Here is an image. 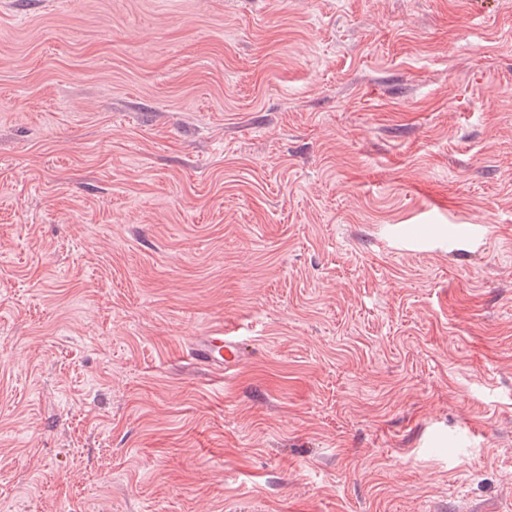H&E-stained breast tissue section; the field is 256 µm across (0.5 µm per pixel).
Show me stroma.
Wrapping results in <instances>:
<instances>
[{"instance_id": "35a3bbf8", "label": "stroma", "mask_w": 512, "mask_h": 512, "mask_svg": "<svg viewBox=\"0 0 512 512\" xmlns=\"http://www.w3.org/2000/svg\"><path fill=\"white\" fill-rule=\"evenodd\" d=\"M0 512H512V0H0ZM244 350L231 331L218 330L198 336L192 344L191 359L214 370L231 371L241 362Z\"/></svg>"}]
</instances>
